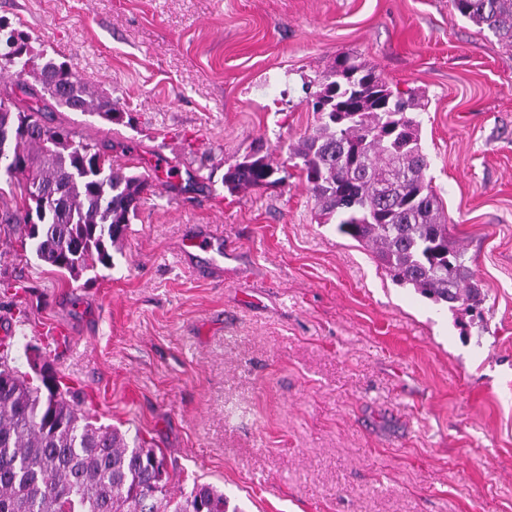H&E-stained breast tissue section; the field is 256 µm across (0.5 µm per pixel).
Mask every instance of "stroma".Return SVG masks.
<instances>
[{
    "label": "stroma",
    "mask_w": 512,
    "mask_h": 512,
    "mask_svg": "<svg viewBox=\"0 0 512 512\" xmlns=\"http://www.w3.org/2000/svg\"><path fill=\"white\" fill-rule=\"evenodd\" d=\"M0 18L117 111L49 122L152 183L112 266L75 280L0 223L10 367L50 364L96 424L165 455L172 490L208 483L241 512H512L511 50L451 0H0ZM343 55L419 97L478 309L394 283L291 160L318 124L307 88ZM253 154L278 181L228 190ZM209 226L234 253L220 274L182 253Z\"/></svg>",
    "instance_id": "stroma-1"
}]
</instances>
